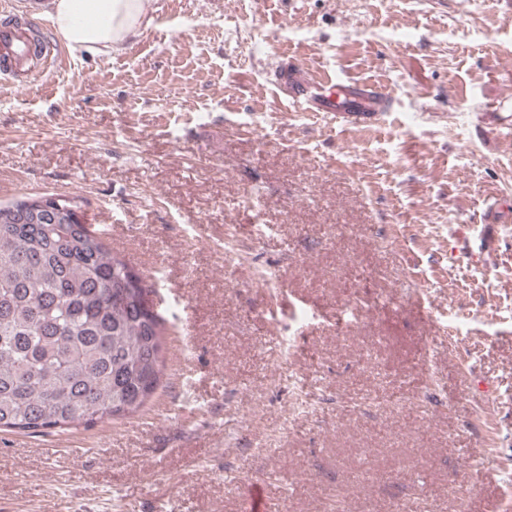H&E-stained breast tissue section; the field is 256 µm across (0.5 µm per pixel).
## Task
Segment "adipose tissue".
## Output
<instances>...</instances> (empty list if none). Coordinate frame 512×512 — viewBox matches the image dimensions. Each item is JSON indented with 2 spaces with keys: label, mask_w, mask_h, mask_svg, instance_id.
<instances>
[{
  "label": "adipose tissue",
  "mask_w": 512,
  "mask_h": 512,
  "mask_svg": "<svg viewBox=\"0 0 512 512\" xmlns=\"http://www.w3.org/2000/svg\"><path fill=\"white\" fill-rule=\"evenodd\" d=\"M146 0H53L55 33L75 53L121 51L153 23Z\"/></svg>",
  "instance_id": "1"
}]
</instances>
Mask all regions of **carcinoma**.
<instances>
[{
  "label": "carcinoma",
  "instance_id": "carcinoma-1",
  "mask_svg": "<svg viewBox=\"0 0 512 512\" xmlns=\"http://www.w3.org/2000/svg\"><path fill=\"white\" fill-rule=\"evenodd\" d=\"M0 205V431L129 418L160 387L163 316L91 225Z\"/></svg>",
  "mask_w": 512,
  "mask_h": 512
}]
</instances>
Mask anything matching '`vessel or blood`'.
I'll return each mask as SVG.
<instances>
[{
    "label": "vessel or blood",
    "mask_w": 512,
    "mask_h": 512,
    "mask_svg": "<svg viewBox=\"0 0 512 512\" xmlns=\"http://www.w3.org/2000/svg\"><path fill=\"white\" fill-rule=\"evenodd\" d=\"M33 27L25 11L11 14L10 23L0 27V74L11 76L26 69L27 80L47 73L48 49L32 53ZM288 102L305 112H325L342 116L359 127L376 123L380 113L388 111L391 99L384 86L349 78L337 72H314L297 65L293 55H285L274 74Z\"/></svg>",
    "instance_id": "obj_1"
}]
</instances>
